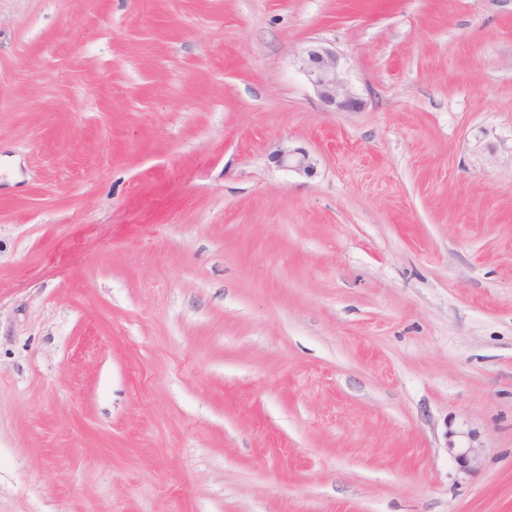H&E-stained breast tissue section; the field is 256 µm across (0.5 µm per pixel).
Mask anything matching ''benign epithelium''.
Instances as JSON below:
<instances>
[{
  "label": "benign epithelium",
  "mask_w": 512,
  "mask_h": 512,
  "mask_svg": "<svg viewBox=\"0 0 512 512\" xmlns=\"http://www.w3.org/2000/svg\"><path fill=\"white\" fill-rule=\"evenodd\" d=\"M299 71L305 76L318 98L340 112H354L361 108L362 100L348 86L340 70V57L336 50L321 43H310L298 55ZM278 166L297 174L310 175L315 159L306 150L281 149L275 156ZM448 452L462 473L473 471L480 459V449L473 446L448 447Z\"/></svg>",
  "instance_id": "benign-epithelium-1"
}]
</instances>
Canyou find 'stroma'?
<instances>
[{
	"label": "stroma",
	"instance_id": "35a3bbf8",
	"mask_svg": "<svg viewBox=\"0 0 512 512\" xmlns=\"http://www.w3.org/2000/svg\"><path fill=\"white\" fill-rule=\"evenodd\" d=\"M0 512H512V0H0ZM339 60L335 49L310 43L298 55V69L324 104L336 111L354 112L363 102L342 77ZM275 159L281 168L303 175H311L316 164L308 151L299 148L281 149ZM448 452L455 461L458 470L462 473L473 471L479 463L480 448L470 445L456 448L453 444L448 447Z\"/></svg>",
	"mask_w": 512,
	"mask_h": 512
}]
</instances>
